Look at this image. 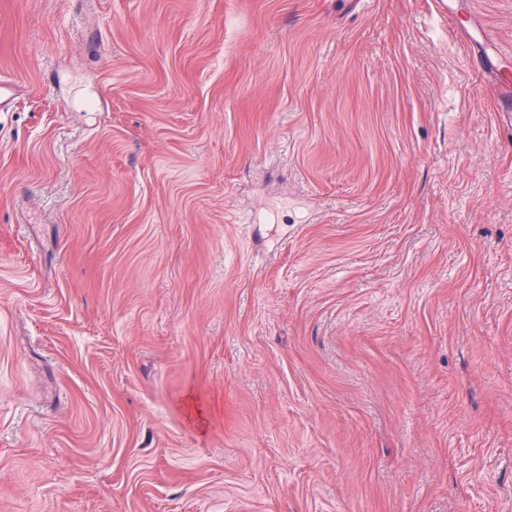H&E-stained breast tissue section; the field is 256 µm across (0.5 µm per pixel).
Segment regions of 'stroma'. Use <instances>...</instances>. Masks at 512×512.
I'll return each mask as SVG.
<instances>
[{"mask_svg": "<svg viewBox=\"0 0 512 512\" xmlns=\"http://www.w3.org/2000/svg\"><path fill=\"white\" fill-rule=\"evenodd\" d=\"M473 21L512 49V0H0V512H512Z\"/></svg>", "mask_w": 512, "mask_h": 512, "instance_id": "stroma-1", "label": "stroma"}]
</instances>
